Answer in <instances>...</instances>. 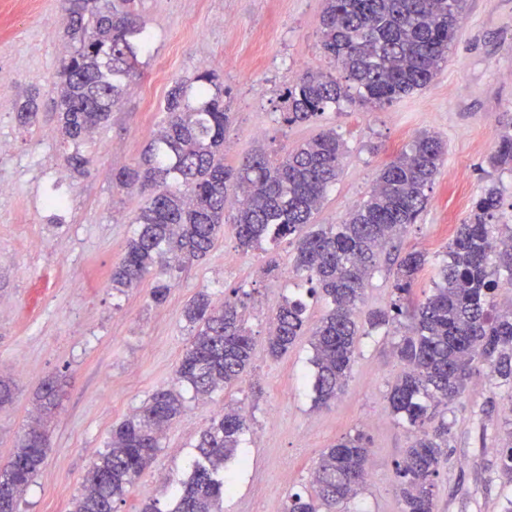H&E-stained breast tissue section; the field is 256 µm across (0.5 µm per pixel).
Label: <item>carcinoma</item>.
Here are the masks:
<instances>
[{
	"label": "carcinoma",
	"instance_id": "1",
	"mask_svg": "<svg viewBox=\"0 0 512 512\" xmlns=\"http://www.w3.org/2000/svg\"><path fill=\"white\" fill-rule=\"evenodd\" d=\"M137 0H61L71 50L59 64L55 111L58 131L70 153L67 167L85 171L81 149L95 128L108 121L125 88L140 76V57L150 43ZM464 0H324L319 18L324 53L344 74L306 72L280 95V118L288 125L309 122L348 100L383 105L427 87L447 60L458 31ZM224 88L211 72L168 91L162 126L134 166L113 171L123 188L145 194L121 261L112 267V287L136 288L150 279V299L164 303L172 272L204 256L224 225L231 224L237 247L259 249L290 238L293 268L309 291L329 303L309 337L315 403L326 405L342 392L359 340L366 282L387 248L395 299L369 311L371 329H404L393 345L404 370L388 395L391 414L408 424L411 440L395 463L401 512H434L440 471L448 463L450 425L436 419L466 391L480 367L496 388H512V310L494 304L501 270L512 285V225L500 223L496 188L477 198L459 225L439 265L438 281L424 300L404 306L428 263L421 252L398 254L396 241L416 223L439 172L445 145L423 133L384 165L367 196L340 224L304 228L327 189L336 183L345 142L325 130L280 158L248 154L236 166L224 164V131L230 121ZM37 95L16 103L24 128L36 123ZM491 164L512 168V128L498 136ZM235 288L224 302L198 295L185 309L194 334L176 375L196 398L242 382L252 363V337L244 326ZM307 304L286 296L267 336L270 357L279 358L304 335ZM38 415L0 466V512H16L19 500L45 461L46 425L57 406V386L48 381L37 394ZM184 397L156 390L144 404L112 426L106 449L88 471L71 512H114L162 448L165 429L182 413ZM500 473L512 480V423L506 422ZM249 431L248 415L227 405L201 432L190 474L172 492V505L157 501L142 512H223L225 464L235 458ZM371 448L360 431L341 437L321 453L311 490L287 497L283 512H336V505L360 496L368 483Z\"/></svg>",
	"mask_w": 512,
	"mask_h": 512
}]
</instances>
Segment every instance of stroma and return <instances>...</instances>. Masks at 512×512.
<instances>
[{"instance_id":"35a3bbf8","label":"stroma","mask_w":512,"mask_h":512,"mask_svg":"<svg viewBox=\"0 0 512 512\" xmlns=\"http://www.w3.org/2000/svg\"><path fill=\"white\" fill-rule=\"evenodd\" d=\"M323 0H138L151 35L142 75L127 87L107 124L83 146L85 173L68 171L66 148L52 110L60 58L68 48L60 0H0V377L18 386L13 405L0 411V464L30 423L47 379L60 383L48 422L46 460L19 501V512H71L92 461L114 424L157 389L176 383L191 339L184 308L200 293L213 302L233 288L247 291L243 311L254 343L245 380L205 400L186 398L149 469L116 512H141L145 503L171 502L187 478L193 446L225 404L245 406L250 429L240 450L246 465L229 463L231 490L224 512H282L289 494L310 487L325 448L363 431L372 449L365 492L348 512H400L394 463L410 433L391 415L387 394L403 367L392 354L398 335L362 337L343 393L329 406L313 402L307 340L274 359L266 352L270 316L284 296L307 291L292 269V248L238 249L232 227L209 253L176 272L171 293L154 304L150 283L119 292L111 272L133 231L139 193L116 187L112 170L132 165L153 139L170 86L214 71L231 114L224 138L226 164L263 150L284 155L333 128L348 145L342 173L314 216L337 224L363 201L379 169L419 133L446 145L440 172L416 224L399 248L428 258L413 291L424 299L437 279V256L464 223L474 199L489 187L501 194L500 213L512 224V172L492 166L499 133L512 127V0H466L448 59L424 89L389 104L342 102L306 123L286 125L278 96L305 71H329L318 20ZM39 93L35 126L15 120L18 97ZM67 201L44 206L50 191ZM272 274H264L267 264ZM512 390L477 377L452 406L448 465L437 483L435 512H499L512 483L484 489L480 479L500 466L501 438L511 414Z\"/></svg>"}]
</instances>
